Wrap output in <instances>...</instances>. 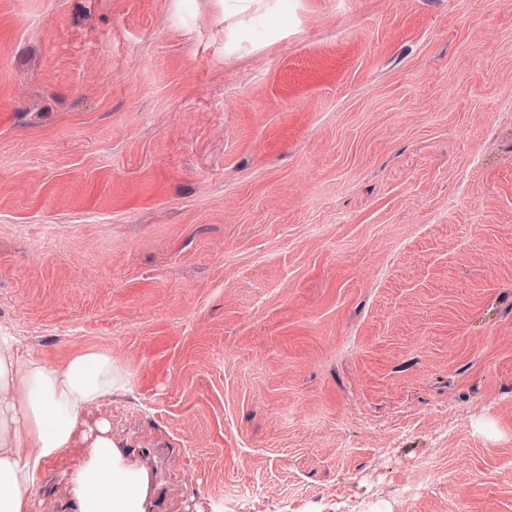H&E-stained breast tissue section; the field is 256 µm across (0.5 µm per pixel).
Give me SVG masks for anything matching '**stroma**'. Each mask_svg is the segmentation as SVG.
<instances>
[{"label": "stroma", "instance_id": "obj_1", "mask_svg": "<svg viewBox=\"0 0 512 512\" xmlns=\"http://www.w3.org/2000/svg\"><path fill=\"white\" fill-rule=\"evenodd\" d=\"M0 325L151 512H512V0H0Z\"/></svg>", "mask_w": 512, "mask_h": 512}]
</instances>
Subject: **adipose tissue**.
Here are the masks:
<instances>
[{"mask_svg": "<svg viewBox=\"0 0 512 512\" xmlns=\"http://www.w3.org/2000/svg\"><path fill=\"white\" fill-rule=\"evenodd\" d=\"M125 380L108 351L92 349L65 366L21 357L0 328V512H34L40 465L83 440L79 464L63 471L73 512H146L150 477L112 441L107 424L82 426L89 409Z\"/></svg>", "mask_w": 512, "mask_h": 512, "instance_id": "adipose-tissue-1", "label": "adipose tissue"}]
</instances>
